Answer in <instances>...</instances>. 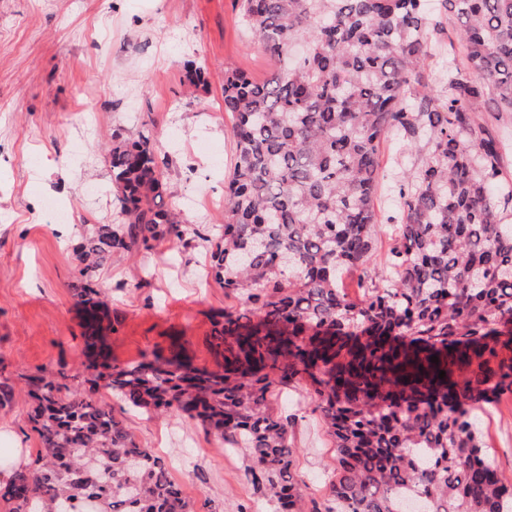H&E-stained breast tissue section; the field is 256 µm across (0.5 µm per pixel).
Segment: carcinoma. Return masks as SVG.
I'll list each match as a JSON object with an SVG mask.
<instances>
[{
	"label": "carcinoma",
	"instance_id": "carcinoma-1",
	"mask_svg": "<svg viewBox=\"0 0 512 512\" xmlns=\"http://www.w3.org/2000/svg\"><path fill=\"white\" fill-rule=\"evenodd\" d=\"M237 2L274 68L263 83L224 70L236 146L224 226L189 232L158 205L154 140L116 134L117 221L78 246L86 382L243 449L276 512H296L302 489L267 394L296 378L336 440V506L325 512H402L413 499L424 512H512V482L480 429L485 405L512 393V173L483 118L512 112V0H438L434 11L427 0ZM447 19L464 57L434 84L425 64ZM390 139L418 163L394 180L397 236L372 272ZM190 234L210 243L214 280L246 306L213 322L219 368L194 365L175 341L167 355L116 363L119 320L92 272ZM344 270L359 272L355 299L339 285ZM26 385L42 449L0 485L8 512H190L165 460L89 392L43 370Z\"/></svg>",
	"mask_w": 512,
	"mask_h": 512
}]
</instances>
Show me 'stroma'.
Segmentation results:
<instances>
[{
  "label": "stroma",
  "mask_w": 512,
  "mask_h": 512,
  "mask_svg": "<svg viewBox=\"0 0 512 512\" xmlns=\"http://www.w3.org/2000/svg\"><path fill=\"white\" fill-rule=\"evenodd\" d=\"M204 67L195 87L187 63ZM236 67L255 80L273 64L239 22L236 0H0V379L15 387L0 408V456L21 448L34 464L42 445L27 415L25 378L46 368L81 374L82 338L71 284L81 262L76 247L95 224H110L94 196L111 182L114 133L145 130L165 154L166 199L186 223L224 221V179L234 158L224 111L222 77ZM414 167L417 156L391 140L381 148L376 210L395 214L393 162ZM69 208L55 223L49 199ZM205 242L159 244L114 254L95 272L120 316L110 345L120 364L183 338L196 365L215 369L210 349L216 315L243 309L242 300L208 277ZM305 380L275 385L270 410L289 418L293 471L307 486L304 512H324L336 467L335 441ZM95 400L111 408L133 439L165 459L192 512H273L247 474L245 452L200 424L154 417L104 387ZM482 440L512 478V394L487 405Z\"/></svg>",
  "instance_id": "35a3bbf8"
}]
</instances>
